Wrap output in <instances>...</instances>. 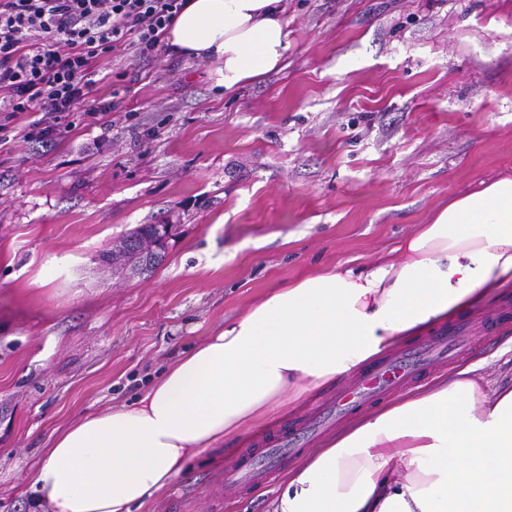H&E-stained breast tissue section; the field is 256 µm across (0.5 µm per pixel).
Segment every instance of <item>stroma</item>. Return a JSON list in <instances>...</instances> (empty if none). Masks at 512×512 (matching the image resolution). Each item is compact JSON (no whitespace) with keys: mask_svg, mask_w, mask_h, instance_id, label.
<instances>
[{"mask_svg":"<svg viewBox=\"0 0 512 512\" xmlns=\"http://www.w3.org/2000/svg\"><path fill=\"white\" fill-rule=\"evenodd\" d=\"M283 68L233 95L214 64L126 49L93 64L98 103L46 141L0 112V512H31L54 434L133 402L266 292L387 256L452 197L512 176V0H288ZM178 226L134 274L104 252L140 224ZM470 362L512 381V291L466 313ZM269 412L235 453L205 454L152 512H268L279 478L224 472L356 380Z\"/></svg>","mask_w":512,"mask_h":512,"instance_id":"35a3bbf8","label":"stroma"}]
</instances>
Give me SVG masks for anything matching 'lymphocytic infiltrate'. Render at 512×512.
Here are the masks:
<instances>
[{
	"label": "lymphocytic infiltrate",
	"instance_id": "lymphocytic-infiltrate-1",
	"mask_svg": "<svg viewBox=\"0 0 512 512\" xmlns=\"http://www.w3.org/2000/svg\"><path fill=\"white\" fill-rule=\"evenodd\" d=\"M187 0H0V112L39 113L43 133L91 101L94 60L131 46L164 55Z\"/></svg>",
	"mask_w": 512,
	"mask_h": 512
}]
</instances>
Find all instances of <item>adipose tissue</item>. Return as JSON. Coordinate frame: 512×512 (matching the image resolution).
Segmentation results:
<instances>
[{"label":"adipose tissue","instance_id":"1","mask_svg":"<svg viewBox=\"0 0 512 512\" xmlns=\"http://www.w3.org/2000/svg\"><path fill=\"white\" fill-rule=\"evenodd\" d=\"M171 51L225 91L280 69L285 0H188ZM394 258L270 289L136 401L56 434L30 489L52 512H142L185 466L265 413L512 288V177L453 197ZM479 364L358 420L307 455L270 512H512V383Z\"/></svg>","mask_w":512,"mask_h":512}]
</instances>
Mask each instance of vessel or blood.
<instances>
[{
    "label": "vessel or blood",
    "instance_id": "1",
    "mask_svg": "<svg viewBox=\"0 0 512 512\" xmlns=\"http://www.w3.org/2000/svg\"><path fill=\"white\" fill-rule=\"evenodd\" d=\"M470 333L467 321L461 320L441 328L432 343L422 349L397 355L389 360L372 364L350 389L337 393L326 409L313 413L299 427L289 429L256 457L240 464L225 475L227 483L243 487L265 478L285 465L310 437L324 431L335 417L346 414L378 393L395 388L397 380H409L431 367L433 362L446 361L454 345Z\"/></svg>",
    "mask_w": 512,
    "mask_h": 512
}]
</instances>
